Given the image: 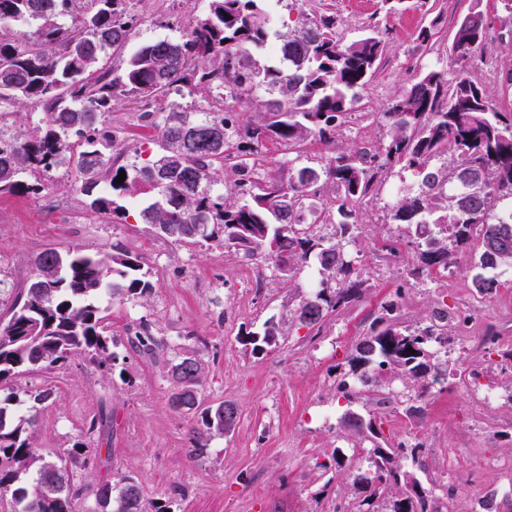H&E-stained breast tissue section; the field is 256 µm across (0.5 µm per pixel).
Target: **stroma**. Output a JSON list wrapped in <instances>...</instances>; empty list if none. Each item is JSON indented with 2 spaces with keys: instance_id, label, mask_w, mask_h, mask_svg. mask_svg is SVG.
<instances>
[{
  "instance_id": "1",
  "label": "stroma",
  "mask_w": 512,
  "mask_h": 512,
  "mask_svg": "<svg viewBox=\"0 0 512 512\" xmlns=\"http://www.w3.org/2000/svg\"><path fill=\"white\" fill-rule=\"evenodd\" d=\"M470 0H435L439 22L429 43L418 39L426 20L413 7L386 16L381 0L366 5L352 0H265L272 35L299 29L311 17L331 15L344 42L367 26L391 33L375 77L358 92L342 120L334 144L317 139L292 150L271 143L263 151L260 175H287L291 165L320 166L332 148L374 145L386 137L381 118L391 100L409 88L420 73L440 71L453 79L449 38ZM492 25L488 54L472 76L493 98H500L512 72V13L501 0H488ZM135 17L131 48L159 39H181L186 25L210 13V0H133ZM220 90L197 92L194 86L173 90L154 106V122L142 117L134 98L120 100L105 118L122 148L120 163L156 153L161 142L158 123L167 112H207ZM41 193L0 194V320L19 288L34 272L32 260L45 248L87 254L120 246L139 255L153 284L151 295L122 302L102 298L105 332L112 338L115 361L105 369L84 355L47 371L31 372L19 385H46L55 391L52 403L39 407L31 428L33 445L44 452L84 442L85 465L74 470L82 495L75 512H94L91 490L99 483L126 475L135 478L145 500L165 512H327L335 502L359 499L348 477L353 468L352 441L339 425L346 408L336 386L358 341L368 332L383 304L400 303L397 316L412 325L433 309L458 311L474 297L465 268L421 283L409 281L416 263L413 250L384 258L382 244L400 231L387 213L400 189L416 188L411 172L393 168L374 189L371 203L359 217L358 263L371 288L361 302L330 314L321 330L292 325L275 345L260 354L241 343L242 334L262 330L269 318L288 316L289 288L261 257L225 248L222 241L172 243L156 237L141 214V199L124 197L120 215L92 212L87 198L74 187L66 168L50 171ZM257 270L254 282L242 276L244 262ZM484 326L497 333L498 344L470 350L449 335L458 355L457 368H498L496 383L512 382V367L501 354L512 345V300L493 301L483 312ZM147 323L156 342L143 352L128 343V329ZM196 355L204 367V405L230 402L239 411L234 430L211 440L205 453H190L197 412L171 408L168 369L179 356ZM472 385L456 380L430 396L422 417L411 419L400 403L376 404L362 398L361 414L377 418L383 438L394 442L404 434L426 440L429 453L420 477L424 485L452 482L462 500L497 485L493 474L474 475V446L483 453L512 459V409L492 406L473 410ZM112 415L109 428L88 431L93 416ZM345 459L343 470L331 468L334 453Z\"/></svg>"
}]
</instances>
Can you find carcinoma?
I'll return each mask as SVG.
<instances>
[{
  "mask_svg": "<svg viewBox=\"0 0 512 512\" xmlns=\"http://www.w3.org/2000/svg\"><path fill=\"white\" fill-rule=\"evenodd\" d=\"M129 0H0V107L40 105L43 123L24 136L0 130V193L26 189L39 193L41 176L59 167L72 168L76 183L90 198L88 208L117 215L122 205L97 187L106 180L123 194H153L142 216L164 239L220 238L224 247L261 256L278 272L281 283L298 290L288 309L289 321L319 328L326 317L362 300L369 278L355 266V208L365 202L384 171L401 166L418 179V190L402 194L389 210L392 223L405 228V245L413 247L418 265L409 271L426 280L472 252V286L492 292L499 277L512 270V113L471 78L482 60L490 15L483 0H471L456 23L451 51L455 79L430 71L394 97L383 118L388 138L375 149H345L320 167H291L288 179L262 178L251 156L268 143L303 146L309 139L331 142L350 109L354 90L374 76L386 39L369 30L345 44L336 20L313 17L300 29L279 36L277 63L269 65L251 49L264 47L268 20L261 0H211L210 15L189 22L183 39L159 40L131 53L119 72L108 65L132 39ZM70 20L66 25L64 20ZM30 30L7 34L9 23ZM197 79L217 86L235 103L250 100L264 86L274 93L258 122L239 123L227 104L199 118L194 112L171 111L161 127L160 151L139 166H115L116 137L101 125L102 115L124 97L150 107L179 83ZM439 167L433 161L445 155ZM237 175L234 196L213 190L220 171ZM125 171V180L115 179ZM28 173L35 182L27 184ZM336 196L323 198L326 184ZM338 219H331L332 214ZM186 224H207L205 234L190 236ZM35 273L8 309L0 325V387L33 370L55 368L77 354L112 368V339L103 334L104 315L98 298L146 297L140 257L114 246L89 256L78 250L38 253ZM315 266L319 280L308 293L296 283L303 268ZM118 273L120 280L112 279ZM462 334L461 319L436 309L415 325H402L395 305L383 307L369 332L355 347L337 393L349 408L340 427L363 449L366 467L351 471L352 483L366 492L364 512H438L431 489L418 478L426 444L381 439L376 417L350 408L361 394L349 387L355 377L383 391L379 402L392 401L390 385L400 381L413 402L430 390V382H447L477 369H451L435 345L448 343V327ZM284 335L271 317L261 332L242 341L260 353ZM171 397L188 386L181 408L202 410V426L192 431L191 454L201 455L216 436L224 435V403L201 407L203 368L192 356L170 367ZM54 390L37 387L24 396H0V503L9 512H74L80 490L71 481L83 455L76 442L52 454L33 446L34 415L16 410L24 402L33 411L52 400ZM370 447H363L364 442ZM98 512H149L141 487L130 476L93 489Z\"/></svg>",
  "mask_w": 512,
  "mask_h": 512,
  "instance_id": "carcinoma-1",
  "label": "carcinoma"
}]
</instances>
